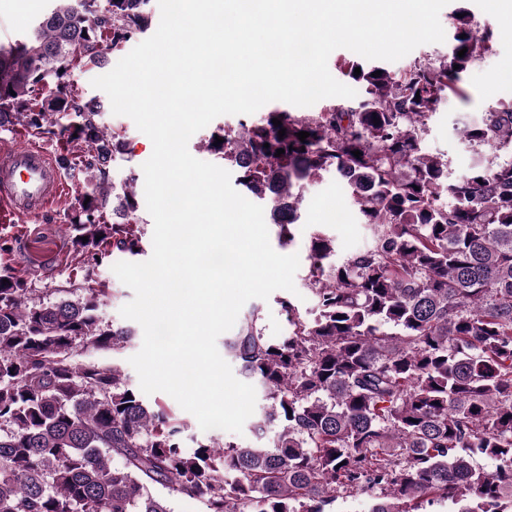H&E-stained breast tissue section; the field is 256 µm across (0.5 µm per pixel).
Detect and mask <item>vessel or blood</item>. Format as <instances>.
Masks as SVG:
<instances>
[{
  "label": "vessel or blood",
  "mask_w": 512,
  "mask_h": 512,
  "mask_svg": "<svg viewBox=\"0 0 512 512\" xmlns=\"http://www.w3.org/2000/svg\"><path fill=\"white\" fill-rule=\"evenodd\" d=\"M66 190L61 169L45 148H0V212L19 218L47 211Z\"/></svg>",
  "instance_id": "vessel-or-blood-1"
}]
</instances>
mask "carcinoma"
<instances>
[{
  "label": "carcinoma",
  "mask_w": 512,
  "mask_h": 512,
  "mask_svg": "<svg viewBox=\"0 0 512 512\" xmlns=\"http://www.w3.org/2000/svg\"><path fill=\"white\" fill-rule=\"evenodd\" d=\"M455 13L446 59L390 70L345 58L338 70L355 97L304 117L266 112L204 144L268 206L281 245L301 226L302 183L324 173L372 232L371 246L340 259L336 239L313 229V312L286 294L285 336H266L253 306L224 338V355L264 392L255 437L280 426L267 445L185 450L182 419L146 403L110 361L132 331L103 323L104 290L73 299L74 286L47 288L51 301L35 281L0 273V512H173L172 497L202 499L207 512H337L341 490L364 512H512V156L450 179L448 161L421 147L440 101L468 97L463 74L498 39ZM152 22L150 0H56L0 52V128L81 152L86 191L70 228L82 267L142 252L143 200L135 179L111 184L124 136L100 126L102 105L74 92L70 71L109 65ZM462 134L512 151V102Z\"/></svg>",
  "instance_id": "carcinoma-1"
}]
</instances>
